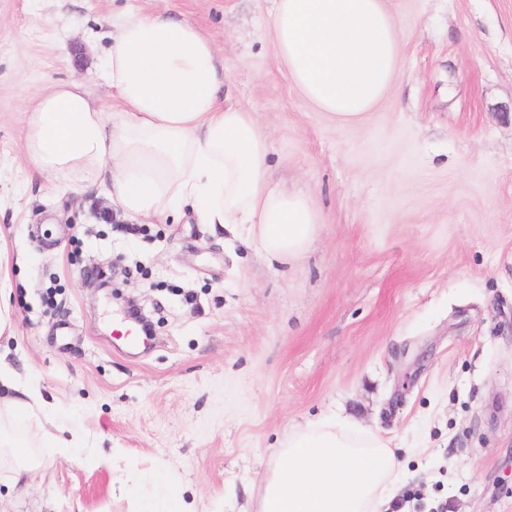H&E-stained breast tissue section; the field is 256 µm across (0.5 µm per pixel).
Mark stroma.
<instances>
[{"label":"stroma","mask_w":512,"mask_h":512,"mask_svg":"<svg viewBox=\"0 0 512 512\" xmlns=\"http://www.w3.org/2000/svg\"><path fill=\"white\" fill-rule=\"evenodd\" d=\"M398 86L344 127L292 87L274 0H0V366L37 403L7 431H76L0 512H137L106 459L175 479L195 512H253L291 426L336 413L390 438L407 512H512V0H392ZM171 8L211 36L274 182L323 222L269 262L190 208L148 221L28 172L20 112L82 78L125 12ZM120 284L153 323L113 337Z\"/></svg>","instance_id":"obj_1"}]
</instances>
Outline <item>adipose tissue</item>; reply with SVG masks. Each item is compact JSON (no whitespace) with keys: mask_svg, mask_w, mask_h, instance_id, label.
<instances>
[{"mask_svg":"<svg viewBox=\"0 0 512 512\" xmlns=\"http://www.w3.org/2000/svg\"><path fill=\"white\" fill-rule=\"evenodd\" d=\"M270 31L291 83L343 126L363 123L395 88L402 42L391 0H276ZM99 77L34 93L21 112L32 169L79 198L100 191L137 218L191 205L198 223L238 226L264 256L288 264L321 222L306 194L274 184L254 114L223 102L212 38L169 12H128Z\"/></svg>","mask_w":512,"mask_h":512,"instance_id":"obj_1","label":"adipose tissue"}]
</instances>
